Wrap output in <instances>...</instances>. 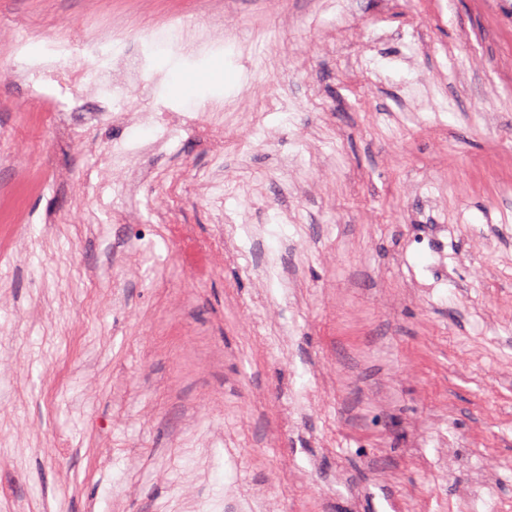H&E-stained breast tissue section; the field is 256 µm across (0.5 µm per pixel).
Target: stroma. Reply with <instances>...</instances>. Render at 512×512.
I'll list each match as a JSON object with an SVG mask.
<instances>
[{"instance_id":"35a3bbf8","label":"stroma","mask_w":512,"mask_h":512,"mask_svg":"<svg viewBox=\"0 0 512 512\" xmlns=\"http://www.w3.org/2000/svg\"><path fill=\"white\" fill-rule=\"evenodd\" d=\"M0 0V512H512V0ZM229 24L195 58L151 28ZM150 63L46 121L8 46ZM182 112L178 151L115 112ZM95 145L76 152L73 135ZM147 172L101 191L102 155ZM223 266L186 287L169 227ZM209 399V417L195 414Z\"/></svg>"}]
</instances>
